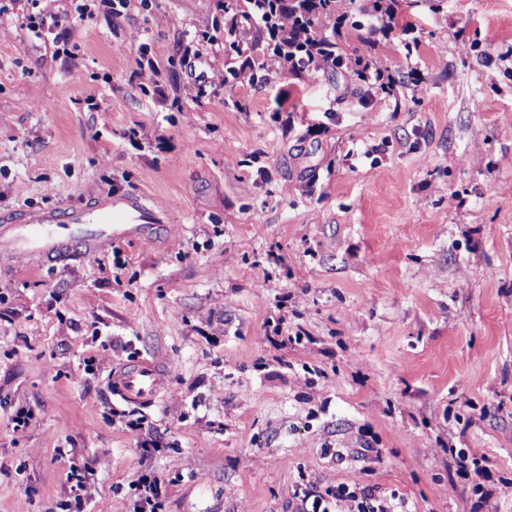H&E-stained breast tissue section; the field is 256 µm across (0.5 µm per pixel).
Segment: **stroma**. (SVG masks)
Here are the masks:
<instances>
[{"mask_svg": "<svg viewBox=\"0 0 512 512\" xmlns=\"http://www.w3.org/2000/svg\"><path fill=\"white\" fill-rule=\"evenodd\" d=\"M369 7L336 0L362 23L339 50L376 55L389 96L288 72L256 21L225 54L217 0L117 24L93 0L54 50L0 27V228L104 192L164 219L153 246L54 265L0 242V512H59L86 464L91 512H133L146 469L163 512H295L344 487L512 512V0H397L411 30L374 47ZM283 314L307 340L271 345ZM142 358L169 370L150 406L109 389ZM116 409L164 449L142 457ZM455 451L482 473L450 475Z\"/></svg>", "mask_w": 512, "mask_h": 512, "instance_id": "obj_1", "label": "stroma"}]
</instances>
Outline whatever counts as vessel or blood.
<instances>
[{
  "label": "vessel or blood",
  "mask_w": 512,
  "mask_h": 512,
  "mask_svg": "<svg viewBox=\"0 0 512 512\" xmlns=\"http://www.w3.org/2000/svg\"><path fill=\"white\" fill-rule=\"evenodd\" d=\"M161 222L135 195H102L91 207L68 206L25 213L20 225L6 230L18 249L45 256L49 262L69 260L74 252L95 255L108 242L138 240L149 246ZM109 383L115 395L132 404H153L166 386V373L157 362L144 359L114 367Z\"/></svg>",
  "instance_id": "b4317fda"
}]
</instances>
